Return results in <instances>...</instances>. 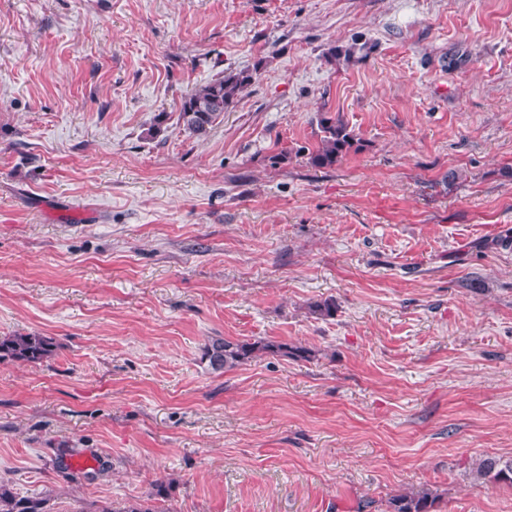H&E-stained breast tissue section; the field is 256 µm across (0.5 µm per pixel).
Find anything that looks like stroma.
I'll use <instances>...</instances> for the list:
<instances>
[{
	"label": "stroma",
	"mask_w": 512,
	"mask_h": 512,
	"mask_svg": "<svg viewBox=\"0 0 512 512\" xmlns=\"http://www.w3.org/2000/svg\"><path fill=\"white\" fill-rule=\"evenodd\" d=\"M325 114L359 146L317 169ZM18 332L57 349L0 364V480L50 512H512L470 475L512 457V0H0ZM214 338L315 356L215 371ZM253 80V73L240 71L218 77L188 93L180 108L185 129L199 138L206 136ZM169 498L168 487L164 483H156L153 491L146 499L138 500L139 502L125 503L123 506L108 505L101 506L99 512H170L165 505H156V503L166 502ZM128 504V505H126ZM439 496L429 488L411 490L388 498L382 512H436Z\"/></svg>",
	"instance_id": "1"
}]
</instances>
